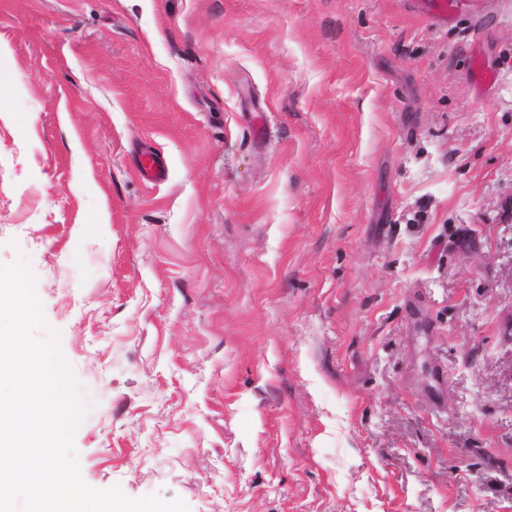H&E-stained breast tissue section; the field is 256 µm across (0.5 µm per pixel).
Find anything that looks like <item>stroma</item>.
<instances>
[{
    "label": "stroma",
    "mask_w": 512,
    "mask_h": 512,
    "mask_svg": "<svg viewBox=\"0 0 512 512\" xmlns=\"http://www.w3.org/2000/svg\"><path fill=\"white\" fill-rule=\"evenodd\" d=\"M457 2L0 0V264L86 484L512 512V0Z\"/></svg>",
    "instance_id": "stroma-1"
}]
</instances>
